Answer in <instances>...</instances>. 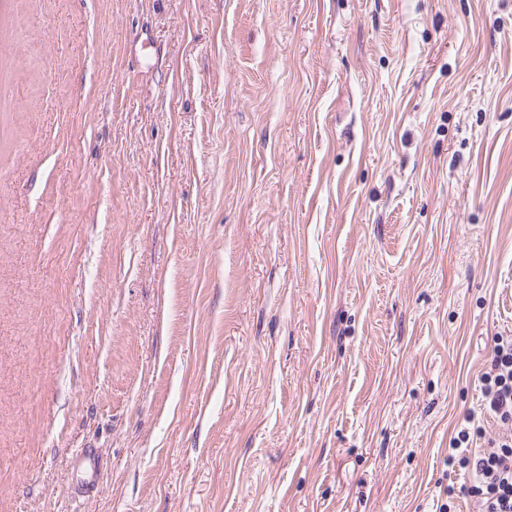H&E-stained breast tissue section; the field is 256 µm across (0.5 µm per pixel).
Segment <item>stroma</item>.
I'll return each instance as SVG.
<instances>
[{
	"label": "stroma",
	"instance_id": "obj_1",
	"mask_svg": "<svg viewBox=\"0 0 512 512\" xmlns=\"http://www.w3.org/2000/svg\"><path fill=\"white\" fill-rule=\"evenodd\" d=\"M497 336L512 0H0V512H476ZM101 459L97 448H81L73 459L75 481L71 485L74 497H83L100 487Z\"/></svg>",
	"mask_w": 512,
	"mask_h": 512
}]
</instances>
